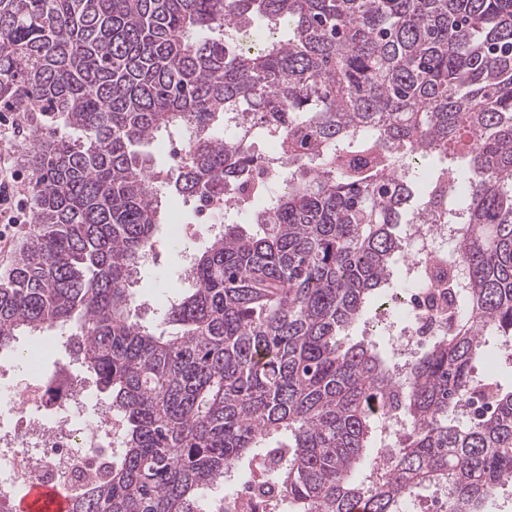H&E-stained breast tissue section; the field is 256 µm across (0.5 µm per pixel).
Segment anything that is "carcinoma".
Masks as SVG:
<instances>
[{
    "mask_svg": "<svg viewBox=\"0 0 512 512\" xmlns=\"http://www.w3.org/2000/svg\"><path fill=\"white\" fill-rule=\"evenodd\" d=\"M1 103L30 115L34 181L0 351L72 332L124 427L71 512H192L259 456L270 512H404L435 487L487 512L512 482V385L478 371L512 360V0H0ZM182 133L166 181L144 147ZM241 190L262 234L215 232L175 331L149 330L130 284L168 196ZM415 207L462 235L448 331L398 379L384 333L349 330ZM392 391L408 429L383 464Z\"/></svg>",
    "mask_w": 512,
    "mask_h": 512,
    "instance_id": "obj_1",
    "label": "carcinoma"
}]
</instances>
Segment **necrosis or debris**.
<instances>
[{"instance_id": "4bbe7bcc", "label": "necrosis or debris", "mask_w": 512, "mask_h": 512, "mask_svg": "<svg viewBox=\"0 0 512 512\" xmlns=\"http://www.w3.org/2000/svg\"><path fill=\"white\" fill-rule=\"evenodd\" d=\"M401 233L405 251L398 274L411 287L399 308H377L372 328L384 331L404 367L438 321L431 289L412 285L419 263L427 257L451 262L459 243L435 213L403 225ZM40 345L39 337H30L27 354L0 359V484L20 488L43 481L68 490L77 470L115 455L123 424L102 403L90 376L74 374L64 363L55 377L31 370L27 358ZM225 480L236 490L222 497L220 512H268L266 500L254 493L256 477H243L241 468L232 467Z\"/></svg>"}]
</instances>
